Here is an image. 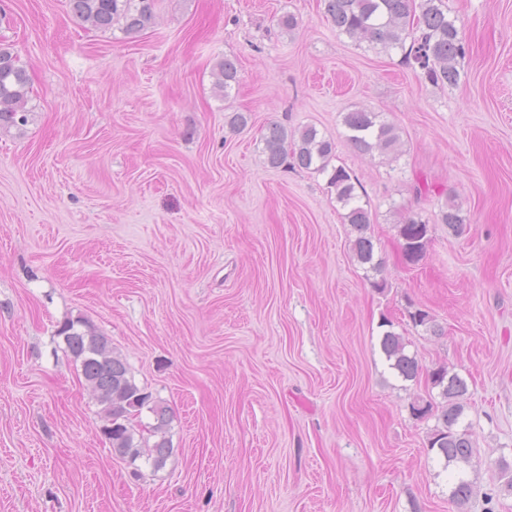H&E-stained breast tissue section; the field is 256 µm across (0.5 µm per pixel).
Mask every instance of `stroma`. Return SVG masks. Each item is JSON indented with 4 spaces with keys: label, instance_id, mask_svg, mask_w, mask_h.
I'll return each instance as SVG.
<instances>
[{
    "label": "stroma",
    "instance_id": "stroma-1",
    "mask_svg": "<svg viewBox=\"0 0 512 512\" xmlns=\"http://www.w3.org/2000/svg\"><path fill=\"white\" fill-rule=\"evenodd\" d=\"M447 3L469 51L440 88L337 34L323 0H155L134 36L67 0H0V47L32 86L26 125L0 130V512H457L436 420L410 411L439 366L469 388L466 512H512V0ZM358 108L397 127L396 161L347 143ZM273 122L334 141L380 272L355 261L325 176L266 165ZM448 198L457 233L436 221ZM414 215L432 226L412 265L396 224ZM77 318L172 409L162 469L113 454L57 335ZM384 318L416 380L389 369ZM214 77V89L224 99L230 97L232 89L239 83V71L237 60L231 57H224L219 60L212 73Z\"/></svg>",
    "mask_w": 512,
    "mask_h": 512
}]
</instances>
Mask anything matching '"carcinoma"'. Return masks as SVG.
Wrapping results in <instances>:
<instances>
[{
  "label": "carcinoma",
  "instance_id": "carcinoma-1",
  "mask_svg": "<svg viewBox=\"0 0 512 512\" xmlns=\"http://www.w3.org/2000/svg\"><path fill=\"white\" fill-rule=\"evenodd\" d=\"M325 13L336 32L351 39L365 40L385 52L399 51L402 61L420 72L434 85L455 86L460 79L459 60L465 57V41L455 20L448 14L445 0H324ZM70 10L80 22L102 31L114 25L130 35L144 29L154 19L155 0H69ZM214 89L229 98L239 83L237 60L224 57L214 69ZM30 82L25 69L13 53L0 48V127L8 128L26 122L30 111ZM346 140L357 152L380 151L397 158L400 135L378 112L353 109L343 114ZM265 162L278 168L293 164L327 177V187L335 194L344 210V222L357 232L352 252L357 262L376 270L382 260L375 258V245L369 233L373 215L369 202L358 192L359 182L342 165L333 164L335 144L313 126H305L293 143H288V130L272 124L263 138ZM440 224L451 228L463 223L460 208L453 200L442 205L436 215ZM402 255L409 264L419 262L430 241V224L419 216L402 218L397 224ZM413 327L436 331L429 313L415 309L410 313ZM65 350L78 363L81 375L100 406L102 432L112 452L132 462L146 458L154 469L165 466L173 452L169 435V407L142 390L129 376L123 360L112 351L107 337L81 321H66L59 330ZM380 347L390 369L404 380L419 375L416 359L406 353L403 337L387 330ZM433 387L439 389L445 404L416 400L410 409L417 417L434 416L437 425L429 438L430 450L443 458L444 468L459 466L452 478L450 497L463 510L475 494V486L466 476L465 467L476 455L467 427L462 425L468 384L457 373L441 366L428 374ZM148 410L154 424L148 434L136 428L130 414Z\"/></svg>",
  "mask_w": 512,
  "mask_h": 512
}]
</instances>
